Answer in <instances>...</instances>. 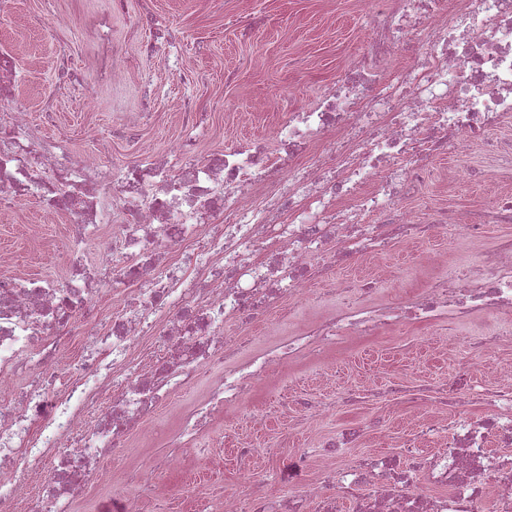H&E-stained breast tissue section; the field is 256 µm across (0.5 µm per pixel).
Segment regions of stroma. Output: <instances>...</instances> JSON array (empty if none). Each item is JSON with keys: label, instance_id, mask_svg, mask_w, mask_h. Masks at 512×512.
Segmentation results:
<instances>
[{"label": "stroma", "instance_id": "stroma-1", "mask_svg": "<svg viewBox=\"0 0 512 512\" xmlns=\"http://www.w3.org/2000/svg\"><path fill=\"white\" fill-rule=\"evenodd\" d=\"M57 10L69 16V26L55 25ZM149 11L173 43L170 49L147 55L141 44L151 38V31L129 37L126 17L110 16L109 0H10L6 21L0 25V53L15 61V89L27 102L30 121L40 122L39 102L52 98L57 112L49 134L67 135L77 149L98 152L106 165L124 157L143 160L164 154L171 142L184 136L178 106L189 98L210 112L207 126L196 133L200 153L218 154L230 145L270 138L284 115L276 103L288 92H295L301 103L343 77L354 66L373 20L371 0H150ZM102 16L108 19L109 36L132 57L131 68L116 86L94 81L59 85L53 74L58 46L68 48L75 68L90 71L96 48L91 22ZM177 55L194 65L196 83L172 77ZM147 96L154 104L152 120L135 150L111 142L113 113L139 112ZM89 97L96 100L91 111L83 105ZM433 167L435 177L413 201V208L432 203L463 210L480 204L492 189H512V172L500 170L493 158L478 150L465 159L438 157ZM64 228L62 217L44 219L40 203H19L9 220L0 222V262L31 279L62 275L67 265ZM509 235L512 224H492L479 243L452 246L438 234L426 247L448 250L462 266ZM372 275L384 277L386 293L398 298L422 288L430 273L421 267L417 248L405 245L394 247L378 262L356 260L336 270L337 279L353 284ZM491 331L506 334L509 340L484 366L475 364L461 347H416V329L400 328L354 343L337 355L332 368L312 364L288 373L250 399L249 409L261 414V422L225 417L222 436L214 441L224 453L223 470L201 468L188 477L172 474L181 501L201 503L216 487L243 483L233 454L241 438L251 440L260 455L267 445L277 443L273 465L284 471L298 449L314 447L321 438L379 416L384 427L357 440L353 457L398 452L412 432L409 416L414 406L387 396V389L396 384H443L465 370L477 381L512 364V320L489 318L454 330L440 326L435 334L463 340ZM340 395L347 396V403L320 426L298 408L282 406L287 399L332 401Z\"/></svg>", "mask_w": 512, "mask_h": 512}]
</instances>
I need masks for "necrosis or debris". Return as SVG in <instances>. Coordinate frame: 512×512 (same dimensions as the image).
<instances>
[{
    "instance_id": "4bbe7bcc",
    "label": "necrosis or debris",
    "mask_w": 512,
    "mask_h": 512,
    "mask_svg": "<svg viewBox=\"0 0 512 512\" xmlns=\"http://www.w3.org/2000/svg\"><path fill=\"white\" fill-rule=\"evenodd\" d=\"M408 52L407 66L387 61ZM130 58L97 42L94 79L117 82ZM16 69L0 55V214L27 199L64 215L74 232L64 280L32 282L0 270V512H76L105 458L123 459L135 434L199 379L163 449L112 474V512H169L168 473L205 461L224 468L210 438L271 376L341 344L400 327L426 346L439 325L512 316V239L474 265L428 279L397 301L380 283L351 286L338 265L376 260L397 244L441 232L478 242L512 224V194L486 206L423 213L405 206L435 156L478 149L512 164V141L490 133L512 117V0H377L354 72L289 110L270 140L203 157L194 129L169 157L113 161L32 129L16 101ZM112 227L96 271L82 258L100 225ZM327 282L314 292L313 282ZM111 299V312L101 302ZM320 316L254 349L251 331L289 302ZM92 332L94 352L60 353ZM400 454L350 462L349 429L301 449L283 495L258 483L215 494V512H512V366L483 381L423 391ZM481 412H463L465 402ZM317 479H306L310 457ZM434 494L421 492V485Z\"/></svg>"
}]
</instances>
